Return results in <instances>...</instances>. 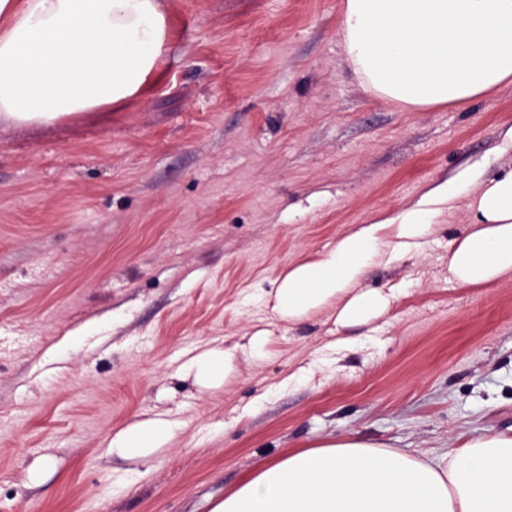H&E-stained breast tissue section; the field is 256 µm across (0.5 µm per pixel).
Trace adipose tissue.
Returning <instances> with one entry per match:
<instances>
[{
    "instance_id": "obj_1",
    "label": "adipose tissue",
    "mask_w": 512,
    "mask_h": 512,
    "mask_svg": "<svg viewBox=\"0 0 512 512\" xmlns=\"http://www.w3.org/2000/svg\"><path fill=\"white\" fill-rule=\"evenodd\" d=\"M339 33L364 90L413 112L462 109L512 85V0H340ZM170 36L160 0H0V122L48 124L124 103L158 70ZM466 186L470 219L448 247L452 280L476 287L512 273V170L485 179L468 169L290 265L274 281L275 312L294 322L333 305L341 327L381 314L391 297L365 280L418 251ZM234 358L210 348L183 369L211 388ZM177 429L145 419L110 446L140 459ZM212 512H512V434L465 436L440 457L327 440L268 459Z\"/></svg>"
}]
</instances>
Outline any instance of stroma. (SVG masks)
<instances>
[{
	"label": "stroma",
	"mask_w": 512,
	"mask_h": 512,
	"mask_svg": "<svg viewBox=\"0 0 512 512\" xmlns=\"http://www.w3.org/2000/svg\"><path fill=\"white\" fill-rule=\"evenodd\" d=\"M173 38L121 105L0 123V512H210L262 461L356 436L438 455L512 427V273L448 275L466 206L423 251L374 269L400 289L348 327L288 322V265L429 186L512 168V86L406 112L341 60L339 0H163ZM269 336L225 383L180 366ZM177 436L131 462L113 434ZM179 428L176 422L160 416L145 419L115 432L109 446L121 458L140 459L169 443Z\"/></svg>",
	"instance_id": "35a3bbf8"
}]
</instances>
